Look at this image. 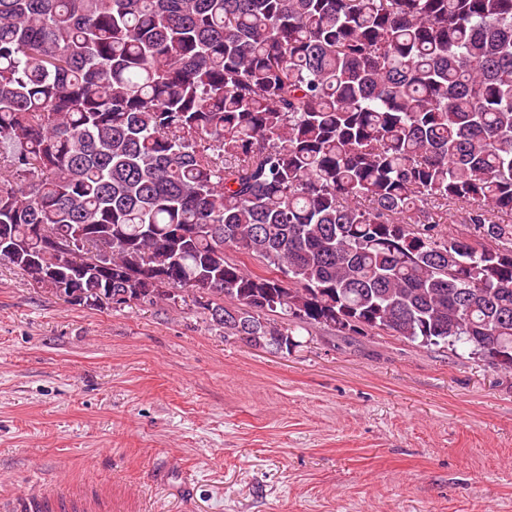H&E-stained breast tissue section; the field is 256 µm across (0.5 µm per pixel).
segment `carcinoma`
I'll return each mask as SVG.
<instances>
[{
	"instance_id": "carcinoma-1",
	"label": "carcinoma",
	"mask_w": 512,
	"mask_h": 512,
	"mask_svg": "<svg viewBox=\"0 0 512 512\" xmlns=\"http://www.w3.org/2000/svg\"><path fill=\"white\" fill-rule=\"evenodd\" d=\"M503 211L512 0H0V261L67 303L203 288L253 347L279 310L512 372Z\"/></svg>"
}]
</instances>
